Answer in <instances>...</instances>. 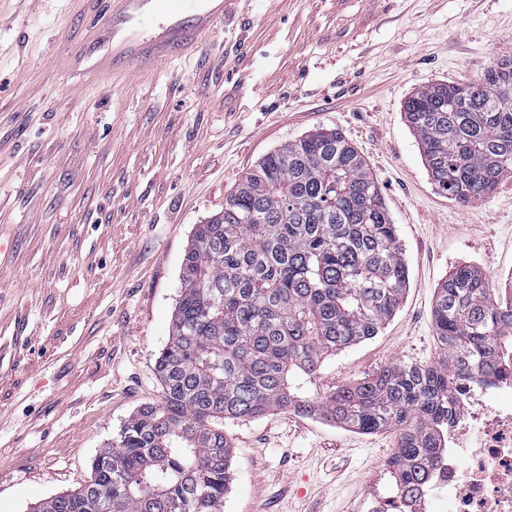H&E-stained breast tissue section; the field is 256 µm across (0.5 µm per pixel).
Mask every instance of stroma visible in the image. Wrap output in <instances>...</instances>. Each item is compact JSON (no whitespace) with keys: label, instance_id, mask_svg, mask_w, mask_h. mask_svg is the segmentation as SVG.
Instances as JSON below:
<instances>
[{"label":"stroma","instance_id":"stroma-1","mask_svg":"<svg viewBox=\"0 0 512 512\" xmlns=\"http://www.w3.org/2000/svg\"><path fill=\"white\" fill-rule=\"evenodd\" d=\"M94 18L72 0H0V512L90 479L99 448L158 402L184 254L269 152L319 128L364 157L410 287L323 385L437 364L435 293L457 264L512 283V176L462 205L432 183L404 102L512 55V0H249L203 54L89 83ZM249 44L240 56V44ZM223 512H359L394 453L317 415L228 421Z\"/></svg>","mask_w":512,"mask_h":512}]
</instances>
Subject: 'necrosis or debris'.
Listing matches in <instances>:
<instances>
[{
	"instance_id": "4bbe7bcc",
	"label": "necrosis or debris",
	"mask_w": 512,
	"mask_h": 512,
	"mask_svg": "<svg viewBox=\"0 0 512 512\" xmlns=\"http://www.w3.org/2000/svg\"><path fill=\"white\" fill-rule=\"evenodd\" d=\"M442 441L413 496L372 488L366 512H512V373L464 378Z\"/></svg>"
}]
</instances>
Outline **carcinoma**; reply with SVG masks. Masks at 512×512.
Segmentation results:
<instances>
[{
	"instance_id": "cac0c4a2",
	"label": "carcinoma",
	"mask_w": 512,
	"mask_h": 512,
	"mask_svg": "<svg viewBox=\"0 0 512 512\" xmlns=\"http://www.w3.org/2000/svg\"><path fill=\"white\" fill-rule=\"evenodd\" d=\"M405 116L432 180L461 204L512 174V56L465 83L414 92ZM159 402L98 450L90 481L32 512H223L234 448L224 421L318 414L362 433L392 429L398 488L421 483L457 380H488L512 341V292L456 266L433 309L434 366L392 363L317 385L325 360L378 334L407 291L395 224L358 150L317 129L266 154L196 226L181 266Z\"/></svg>"
}]
</instances>
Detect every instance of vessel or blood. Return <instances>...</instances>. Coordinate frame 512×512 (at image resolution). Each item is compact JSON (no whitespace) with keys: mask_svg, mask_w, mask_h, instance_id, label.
<instances>
[{"mask_svg":"<svg viewBox=\"0 0 512 512\" xmlns=\"http://www.w3.org/2000/svg\"><path fill=\"white\" fill-rule=\"evenodd\" d=\"M104 21L81 64L94 76L135 64L158 65L196 51L243 0H100Z\"/></svg>","mask_w":512,"mask_h":512,"instance_id":"1","label":"vessel or blood"}]
</instances>
